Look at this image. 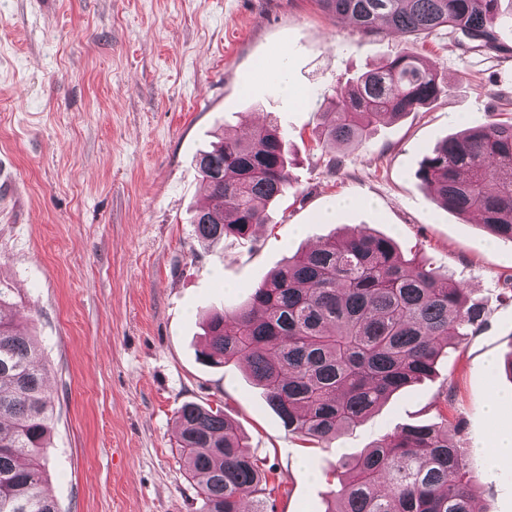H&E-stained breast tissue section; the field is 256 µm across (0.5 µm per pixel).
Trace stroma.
Instances as JSON below:
<instances>
[{
  "instance_id": "stroma-1",
  "label": "stroma",
  "mask_w": 512,
  "mask_h": 512,
  "mask_svg": "<svg viewBox=\"0 0 512 512\" xmlns=\"http://www.w3.org/2000/svg\"><path fill=\"white\" fill-rule=\"evenodd\" d=\"M506 50L447 30L414 40L327 18L313 0H0V307L48 365L46 490L60 512H198L178 446L187 402L224 411L269 472V512H325L340 460L405 424L461 422L474 450L512 430L490 413L512 378V242L439 206L416 176L440 141L512 118ZM449 87L426 109L373 124L364 146L322 148L325 95L396 54ZM278 127L292 186L250 239L199 241V154ZM362 228L392 238L488 302V325L450 345L435 375L395 393L323 448L286 430L242 366L203 364L204 323L289 256ZM476 499L512 512V459L473 457Z\"/></svg>"
}]
</instances>
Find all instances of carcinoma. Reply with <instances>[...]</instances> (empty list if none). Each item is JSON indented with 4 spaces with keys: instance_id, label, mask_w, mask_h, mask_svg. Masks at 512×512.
I'll use <instances>...</instances> for the list:
<instances>
[{
    "instance_id": "obj_1",
    "label": "carcinoma",
    "mask_w": 512,
    "mask_h": 512,
    "mask_svg": "<svg viewBox=\"0 0 512 512\" xmlns=\"http://www.w3.org/2000/svg\"><path fill=\"white\" fill-rule=\"evenodd\" d=\"M363 33L379 22L406 36L448 30L475 52L499 49L512 28V0H315ZM448 92L432 65L400 53L332 90L325 144L359 147L373 123L416 112ZM208 203L192 220L202 240L249 235L268 204L291 187L280 133L256 126L197 158ZM450 212L476 214L512 241V121L489 118L427 153L417 173ZM487 304L448 276L407 259L391 239L360 230L330 237L288 259L232 311L206 323L200 357L244 365L288 431L329 443L382 401L433 375L453 340L478 334ZM48 368L32 338L0 315V512H59L44 485L52 432ZM179 448L199 479V512H266L268 475L220 409L187 402L178 411ZM342 479L325 512H476L469 450L448 438V419L408 424L339 463Z\"/></svg>"
}]
</instances>
